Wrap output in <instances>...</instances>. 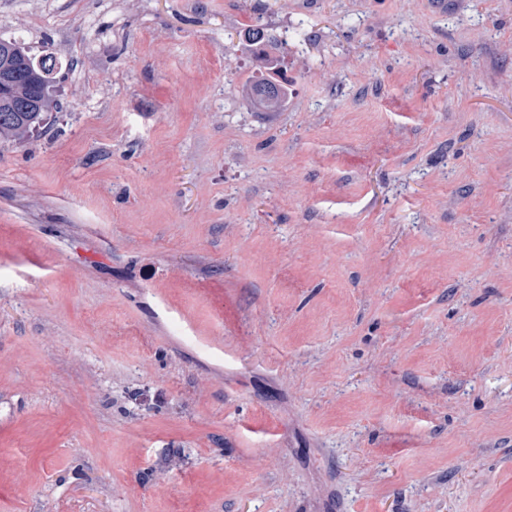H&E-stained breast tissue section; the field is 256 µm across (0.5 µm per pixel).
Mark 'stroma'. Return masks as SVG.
<instances>
[{"label": "stroma", "instance_id": "1", "mask_svg": "<svg viewBox=\"0 0 512 512\" xmlns=\"http://www.w3.org/2000/svg\"><path fill=\"white\" fill-rule=\"evenodd\" d=\"M1 36L63 69L0 141V512H512V0ZM240 93L258 112H279L284 107V90L263 77H252L240 86Z\"/></svg>", "mask_w": 512, "mask_h": 512}]
</instances>
